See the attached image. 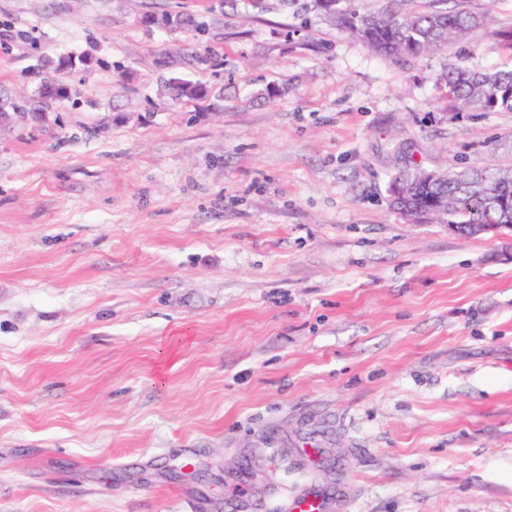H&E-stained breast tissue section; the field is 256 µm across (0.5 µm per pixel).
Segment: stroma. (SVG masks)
<instances>
[{
    "instance_id": "obj_1",
    "label": "stroma",
    "mask_w": 512,
    "mask_h": 512,
    "mask_svg": "<svg viewBox=\"0 0 512 512\" xmlns=\"http://www.w3.org/2000/svg\"><path fill=\"white\" fill-rule=\"evenodd\" d=\"M449 5L482 25L394 58L295 2L0 0V109L93 55L0 126V512H512V235L390 205L512 166V112L441 91L512 66V0ZM176 9L223 68L138 20ZM167 94L174 100L181 98L203 99L209 96V89L206 86L183 81L180 79H171L164 85ZM50 86L49 84L41 85L39 101H35L31 97L20 95L12 102V111L14 113L42 111L45 106H48L49 101L55 102ZM305 496L288 500L289 512H330L329 503L325 496Z\"/></svg>"
}]
</instances>
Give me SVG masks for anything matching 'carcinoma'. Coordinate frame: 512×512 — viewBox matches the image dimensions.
Masks as SVG:
<instances>
[{
  "label": "carcinoma",
  "instance_id": "obj_1",
  "mask_svg": "<svg viewBox=\"0 0 512 512\" xmlns=\"http://www.w3.org/2000/svg\"><path fill=\"white\" fill-rule=\"evenodd\" d=\"M313 8L335 25L359 37L371 48L393 57H417L447 46L482 23L478 16L447 7L448 0H429L428 10L410 7L411 0H389L383 12L366 9L364 0H311ZM161 24L169 29L188 28L198 37L208 33L209 23L192 15L164 13ZM174 100L203 99V85L171 79L164 85ZM451 107L459 112H512V69L476 71L451 67L444 81ZM54 100L50 85H41L40 100L19 96L14 112L41 111ZM418 174L399 175L392 184L417 183ZM398 212L433 210L431 220L445 224H512V169H462L448 178L417 183L416 192L405 201L390 199Z\"/></svg>",
  "mask_w": 512,
  "mask_h": 512
}]
</instances>
